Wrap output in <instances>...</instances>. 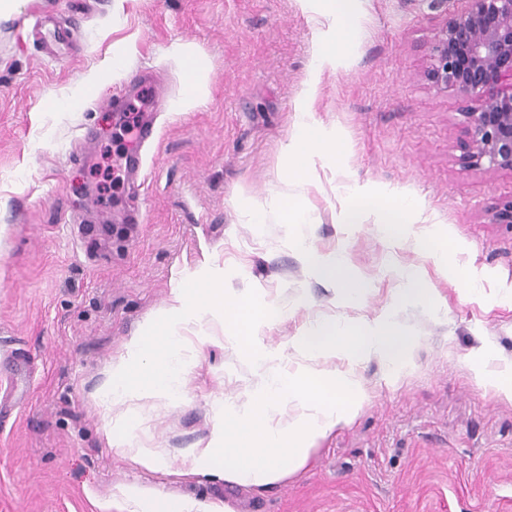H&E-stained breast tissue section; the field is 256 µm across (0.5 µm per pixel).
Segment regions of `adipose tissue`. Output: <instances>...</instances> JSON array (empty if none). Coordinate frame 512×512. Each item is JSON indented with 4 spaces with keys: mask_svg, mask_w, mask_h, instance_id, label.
<instances>
[{
    "mask_svg": "<svg viewBox=\"0 0 512 512\" xmlns=\"http://www.w3.org/2000/svg\"><path fill=\"white\" fill-rule=\"evenodd\" d=\"M323 12L330 18L328 31L319 38L315 56V71L335 68L342 60L349 45L358 33L357 17L360 0H320ZM183 61L188 62L186 86L181 96L172 104L173 111L190 112L196 109L209 95L208 70L200 58L194 57L184 46L174 49ZM338 146L335 134L315 121L307 107H300L298 131L289 139L283 149L284 159L293 161V184L305 189L308 183L310 165L314 158L335 159ZM348 204L341 210L338 221L342 224H360L367 217H375L378 234L385 239L393 238L397 226L414 216L416 205L401 197L365 186L348 187ZM253 224H286L296 228L297 250L309 262L312 275L333 285L340 292V301L353 304L362 300L368 290L367 283L356 279L343 254H320L315 252L305 232L313 224V214L295 206L287 197H277L272 203L253 208L249 213ZM474 371L480 382L492 388L497 394L512 400V362L500 360L490 352L480 353L475 360Z\"/></svg>",
    "mask_w": 512,
    "mask_h": 512,
    "instance_id": "1",
    "label": "adipose tissue"
}]
</instances>
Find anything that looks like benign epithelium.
<instances>
[{
    "mask_svg": "<svg viewBox=\"0 0 512 512\" xmlns=\"http://www.w3.org/2000/svg\"><path fill=\"white\" fill-rule=\"evenodd\" d=\"M466 3L435 33L424 78L471 103L465 163L512 171V87L494 90L512 78V0Z\"/></svg>",
    "mask_w": 512,
    "mask_h": 512,
    "instance_id": "7a95c632",
    "label": "benign epithelium"
}]
</instances>
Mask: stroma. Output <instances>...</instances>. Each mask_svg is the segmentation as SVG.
Masks as SVG:
<instances>
[{"label": "stroma", "mask_w": 512, "mask_h": 512, "mask_svg": "<svg viewBox=\"0 0 512 512\" xmlns=\"http://www.w3.org/2000/svg\"><path fill=\"white\" fill-rule=\"evenodd\" d=\"M462 0H363L360 34L323 70L309 102L341 146L316 162L294 201L316 217L318 252L342 253L372 290L339 305L311 277L284 224L248 211L285 193L282 149L318 37L317 0H20L0 24V512H141L151 499L195 500L215 512H512V401L476 379L491 349L512 361V227L490 221L512 198V171L465 166L464 102L423 78L434 35ZM116 43L128 65L74 109L69 97ZM208 64L209 96L190 112H156L142 184L114 178L129 140L104 110L147 72L167 101L183 91L172 55ZM90 146L94 163L76 158ZM418 201L394 239L373 222L341 224L345 186ZM447 235V263L430 255ZM210 260L228 294L256 289L275 314L263 345L296 367L289 338L318 321H370L395 306L394 268L419 267L432 301L399 307L417 336L405 369H359L366 397L353 419L319 436L306 464L265 487L189 470L184 457L220 426L222 405L251 401L263 371L224 337L222 321L184 332V396L99 389L132 340L173 303L183 275ZM481 274L469 293L463 272ZM130 422L120 442L113 424ZM154 449L147 469L135 459Z\"/></svg>", "instance_id": "35a3bbf8"}]
</instances>
